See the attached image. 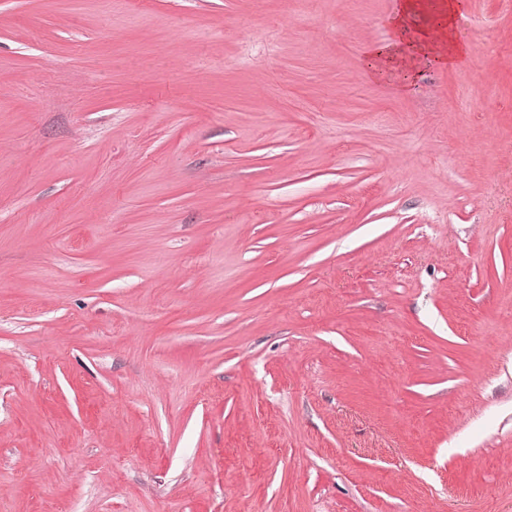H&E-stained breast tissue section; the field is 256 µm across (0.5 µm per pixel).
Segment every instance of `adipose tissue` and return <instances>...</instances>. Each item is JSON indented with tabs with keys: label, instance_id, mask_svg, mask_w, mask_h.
<instances>
[{
	"label": "adipose tissue",
	"instance_id": "obj_1",
	"mask_svg": "<svg viewBox=\"0 0 512 512\" xmlns=\"http://www.w3.org/2000/svg\"><path fill=\"white\" fill-rule=\"evenodd\" d=\"M416 6L417 0H400L393 18L394 40L370 47L364 57L365 66L376 79L398 81L405 90L413 85L416 59L423 57L453 67L469 53L455 33V20L464 7L463 0H448L447 11L434 35L408 27L407 18Z\"/></svg>",
	"mask_w": 512,
	"mask_h": 512
}]
</instances>
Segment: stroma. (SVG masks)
I'll return each instance as SVG.
<instances>
[{
	"instance_id": "stroma-1",
	"label": "stroma",
	"mask_w": 512,
	"mask_h": 512,
	"mask_svg": "<svg viewBox=\"0 0 512 512\" xmlns=\"http://www.w3.org/2000/svg\"><path fill=\"white\" fill-rule=\"evenodd\" d=\"M0 0V512H512V0ZM464 0H448L438 35L414 31L407 26V17L415 10L416 0H401L393 18L395 38L389 43L370 47L364 64L377 80H399L400 87L410 90L415 77L414 60L425 58L432 63L454 67L468 55L469 48L457 40L455 20L464 8ZM407 53L406 58L403 57ZM400 57H403L398 60Z\"/></svg>"
}]
</instances>
